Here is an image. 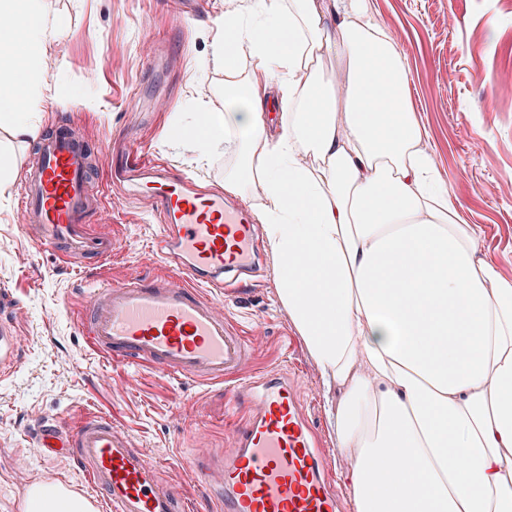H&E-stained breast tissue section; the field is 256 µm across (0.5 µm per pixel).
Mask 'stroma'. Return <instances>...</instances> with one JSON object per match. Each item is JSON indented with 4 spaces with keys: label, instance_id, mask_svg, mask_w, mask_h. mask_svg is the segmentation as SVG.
Segmentation results:
<instances>
[{
    "label": "stroma",
    "instance_id": "1",
    "mask_svg": "<svg viewBox=\"0 0 512 512\" xmlns=\"http://www.w3.org/2000/svg\"><path fill=\"white\" fill-rule=\"evenodd\" d=\"M180 14L170 0H42L68 34L47 45L41 96L28 120L32 136L15 138L0 123V153L12 159L0 176V289L13 306L0 312L17 338L18 359L0 378V512L18 505L34 482H64L86 491L87 479L67 455L47 457L38 434L85 412H103L128 433L164 480L190 499L192 512H220L205 480L192 474V452L232 447L238 417L224 386L175 380L147 367H117L88 344L78 317L95 284L158 273L154 203L107 181L112 159L133 142L199 188L223 187L235 152L201 161L189 140L170 128L193 127L202 107L224 108V73L210 62L217 24L228 0H198ZM409 70L413 108L426 127L440 183L476 225L482 256L512 276V97L496 86L512 77V0H369ZM459 23L449 27V14ZM73 130L97 157L102 177L100 233L116 247L104 264L65 263L38 245L23 225L19 193L39 136L57 125ZM279 270L268 252L258 275L234 294H215L225 318L252 348L248 374L287 372L299 385L310 425L332 463L342 512H356L347 466L329 422L336 396L278 300Z\"/></svg>",
    "mask_w": 512,
    "mask_h": 512
}]
</instances>
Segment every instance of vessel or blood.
Instances as JSON below:
<instances>
[{"label": "vessel or blood", "instance_id": "vessel-or-blood-1", "mask_svg": "<svg viewBox=\"0 0 512 512\" xmlns=\"http://www.w3.org/2000/svg\"><path fill=\"white\" fill-rule=\"evenodd\" d=\"M118 170L156 199L155 247L164 267L152 280L131 277L94 291L79 319L89 345L118 365L224 383L233 405L249 404L233 448L220 455L200 448L192 461L194 474L215 481L223 512H341L296 383L276 370L243 376L247 341L207 294L233 288L256 269L250 212L226 201L223 191H197L167 176L139 147L130 148ZM99 194L92 157L69 128L39 140L38 158L23 174L21 210L42 245L77 265L111 258V238L90 222ZM16 361V340L0 324V370ZM41 446L68 452L109 512H187L181 492L110 417L46 428Z\"/></svg>", "mask_w": 512, "mask_h": 512}]
</instances>
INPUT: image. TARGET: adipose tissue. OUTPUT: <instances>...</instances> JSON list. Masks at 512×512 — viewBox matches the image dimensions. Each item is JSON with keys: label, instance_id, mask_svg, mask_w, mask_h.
<instances>
[{"label": "adipose tissue", "instance_id": "1", "mask_svg": "<svg viewBox=\"0 0 512 512\" xmlns=\"http://www.w3.org/2000/svg\"><path fill=\"white\" fill-rule=\"evenodd\" d=\"M42 0H0V119L15 135L62 35ZM250 70L241 74L242 56ZM224 109L194 133L256 211L279 301L336 391L356 512H512V277L481 257L438 179L401 53L368 0H240L213 38ZM341 85L324 78L325 62ZM20 512H93L31 485Z\"/></svg>", "mask_w": 512, "mask_h": 512}]
</instances>
